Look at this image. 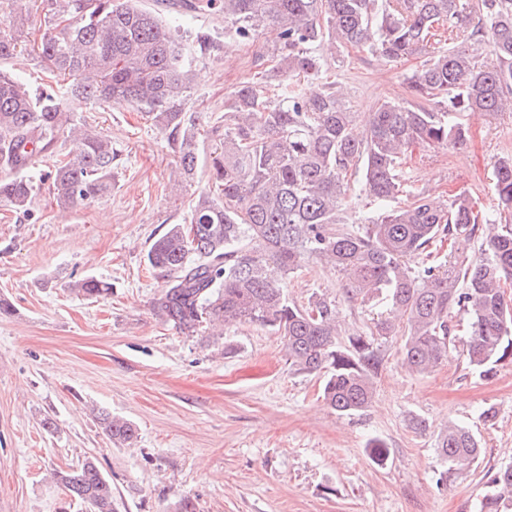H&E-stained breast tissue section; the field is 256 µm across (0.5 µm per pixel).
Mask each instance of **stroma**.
<instances>
[{"label":"stroma","instance_id":"1","mask_svg":"<svg viewBox=\"0 0 512 512\" xmlns=\"http://www.w3.org/2000/svg\"><path fill=\"white\" fill-rule=\"evenodd\" d=\"M29 8L30 47L44 32L46 5L31 0ZM167 21L210 32L214 42L196 61L188 102L202 115L196 181L170 193L177 157L143 113L74 99L77 120L112 140L111 194L59 210L46 159L29 172V210L0 207V301L10 306L0 315V512H89L51 478L88 458L110 480L116 512H175L183 498L196 512H476L489 480L512 462V362L480 377L466 359L465 333L427 376L402 366L401 337L376 336L383 366L373 402L341 416L322 400V375L289 366L278 334L241 325L188 336L154 314L165 278L149 267L147 250L207 189L224 96L260 77V55L278 41L265 29L241 43L206 14ZM29 47L0 68L37 88L46 77ZM415 65L353 51L327 77L347 88L363 120L379 101L406 98ZM462 121L464 148L415 151L405 175L415 190L464 189L494 210L493 163L512 155V112H467ZM88 276L111 283V294L89 300L70 291ZM288 296L300 305L334 301L346 329L367 335L383 306L378 297L349 300L342 275L313 258L289 275ZM103 412L131 420L136 445L114 446ZM451 421L473 432L482 454L442 484L437 436ZM374 439L390 451L386 465L368 453Z\"/></svg>","mask_w":512,"mask_h":512}]
</instances>
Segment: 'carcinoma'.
Returning <instances> with one entry per match:
<instances>
[{
  "label": "carcinoma",
  "mask_w": 512,
  "mask_h": 512,
  "mask_svg": "<svg viewBox=\"0 0 512 512\" xmlns=\"http://www.w3.org/2000/svg\"><path fill=\"white\" fill-rule=\"evenodd\" d=\"M164 7L222 15L224 32L240 42L275 28L279 43L267 51L264 82L247 78L224 97V141L210 153L209 190L148 250L149 265L166 277L154 313L187 336L208 326L271 329L292 367L323 375L324 400L341 415L371 404L382 358L372 339L346 331L335 303L288 299V274L310 257L340 272L349 298L384 296L377 333L403 337L410 371L427 375L447 362L456 308L469 316L467 356L479 374L512 359V300L504 290L512 282V157L493 163V212L465 189L446 198L415 192L403 175L415 150L468 141L461 113L512 112V0H169ZM44 22L32 47L49 79L42 90L0 72V163L8 168L0 204L27 210L34 185L26 171L47 156L55 158L48 177L60 209L112 192V139L74 120L71 97L144 113L168 133L177 186L192 181L198 117L187 103L211 35L170 27L163 10L143 0H48ZM31 23L24 4L0 20V61L22 48ZM486 34L494 62L480 64L468 42ZM442 40L448 47L431 48ZM350 48L378 61L422 58L406 77L409 98L377 104L360 135L344 87L327 81L316 95L304 87ZM61 140L70 145L64 155ZM355 193L379 209L357 231L346 227ZM479 230V258L437 259L446 238ZM419 256L426 263L417 269ZM72 291L97 299L112 284L88 277ZM101 425L114 444L137 441L127 419L103 413ZM437 451L447 466L441 482L470 470L481 448L467 427L450 423ZM52 478L94 512H113L112 485L94 460ZM511 506L508 465L491 478L479 512Z\"/></svg>",
  "instance_id": "obj_1"
}]
</instances>
